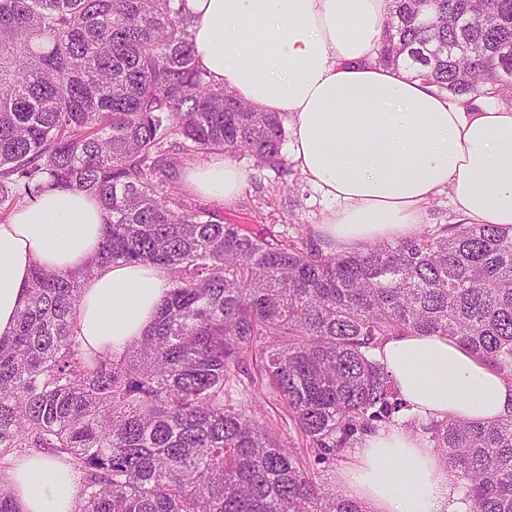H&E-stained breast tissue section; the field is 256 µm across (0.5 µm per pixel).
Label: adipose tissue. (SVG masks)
<instances>
[{"label": "adipose tissue", "instance_id": "ef3b65f1", "mask_svg": "<svg viewBox=\"0 0 512 512\" xmlns=\"http://www.w3.org/2000/svg\"><path fill=\"white\" fill-rule=\"evenodd\" d=\"M193 43L214 83L288 122L293 162L330 208L318 229L360 252L413 236L427 202L447 193L461 220L512 229V107L447 97L430 81L378 61L392 0H185ZM245 181L218 154L185 183L229 201ZM110 216L81 190L46 187L0 223V339L27 302L33 266L84 280L78 336L119 352L152 325L170 274L152 264L96 265ZM417 418L491 423L512 415V385L443 336L399 334L375 352ZM339 481L369 512H465L427 440L390 425L365 435ZM23 512H74L68 466L44 455L7 473Z\"/></svg>", "mask_w": 512, "mask_h": 512}]
</instances>
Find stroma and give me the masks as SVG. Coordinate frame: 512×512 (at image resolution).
<instances>
[{
    "instance_id": "stroma-1",
    "label": "stroma",
    "mask_w": 512,
    "mask_h": 512,
    "mask_svg": "<svg viewBox=\"0 0 512 512\" xmlns=\"http://www.w3.org/2000/svg\"><path fill=\"white\" fill-rule=\"evenodd\" d=\"M209 159V154H199L178 165L172 173L175 185L192 207L219 214L229 224L248 225L257 233L281 232L290 224L314 226L321 223L326 205L296 168L290 154H283L282 168L278 171L255 166L246 157L238 158L237 163L245 173V184L229 202L198 194L184 185L187 170Z\"/></svg>"
}]
</instances>
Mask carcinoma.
<instances>
[{
    "label": "carcinoma",
    "instance_id": "obj_1",
    "mask_svg": "<svg viewBox=\"0 0 512 512\" xmlns=\"http://www.w3.org/2000/svg\"><path fill=\"white\" fill-rule=\"evenodd\" d=\"M184 0H0V207L81 189L99 261L167 268L121 353L75 334L79 273L33 268L0 341V456H53L76 512H368L323 470L406 408L373 351L454 339L512 384V232L455 223L364 252L264 237L184 204L171 171L220 150L280 169L286 132L207 79ZM394 0L379 63L473 99L512 91V0ZM271 404L276 415L265 414ZM419 429L467 512H512V417ZM0 512H21L0 475Z\"/></svg>",
    "mask_w": 512,
    "mask_h": 512
}]
</instances>
